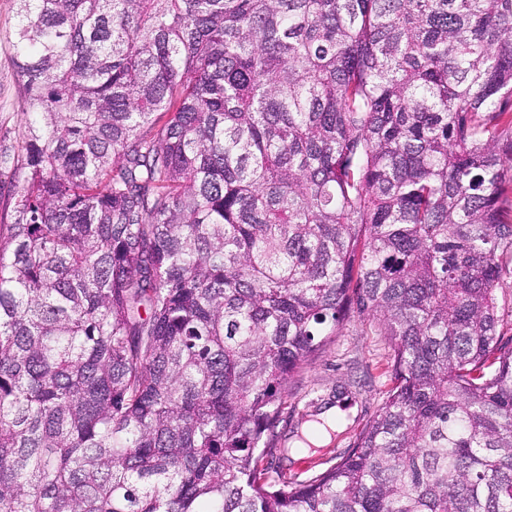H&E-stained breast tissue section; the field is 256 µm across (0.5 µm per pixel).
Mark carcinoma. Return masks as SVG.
Segmentation results:
<instances>
[{
	"label": "carcinoma",
	"mask_w": 512,
	"mask_h": 512,
	"mask_svg": "<svg viewBox=\"0 0 512 512\" xmlns=\"http://www.w3.org/2000/svg\"><path fill=\"white\" fill-rule=\"evenodd\" d=\"M0 512H512V0H18ZM392 386L275 464L354 317ZM497 294L503 319L501 330L507 337L512 335V280L505 281ZM389 354V338L377 324L355 317L291 379L288 409L278 427L286 448H292L293 441L318 419L326 405H345L353 412L347 415L343 428L332 433L328 444L315 447L313 453H288L282 462L288 472L301 471L308 462L328 459L348 448L357 429L376 414L390 386Z\"/></svg>",
	"instance_id": "obj_1"
}]
</instances>
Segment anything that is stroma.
I'll use <instances>...</instances> for the list:
<instances>
[{
	"instance_id": "35a3bbf8",
	"label": "stroma",
	"mask_w": 512,
	"mask_h": 512,
	"mask_svg": "<svg viewBox=\"0 0 512 512\" xmlns=\"http://www.w3.org/2000/svg\"><path fill=\"white\" fill-rule=\"evenodd\" d=\"M17 0H0V182L12 180L20 165L29 114L14 62ZM390 345L374 321L352 319L304 364L288 384V409L278 430L294 441L329 405L346 406L347 422L315 452L289 455L283 465L298 472L308 463L342 453L358 428L378 411L390 386Z\"/></svg>"
}]
</instances>
